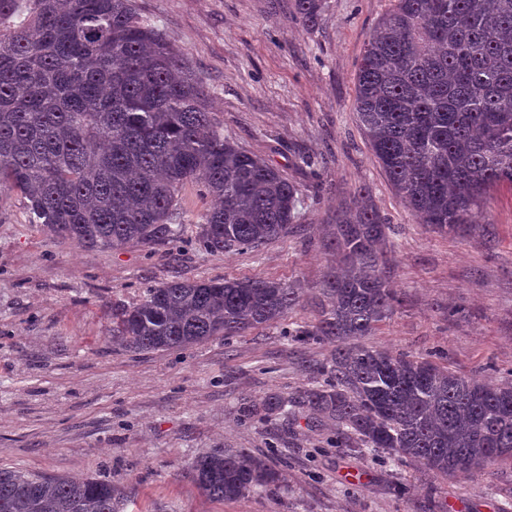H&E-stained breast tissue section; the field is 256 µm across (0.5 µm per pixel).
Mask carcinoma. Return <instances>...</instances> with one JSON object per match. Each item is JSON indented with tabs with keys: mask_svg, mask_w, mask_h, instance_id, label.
<instances>
[{
	"mask_svg": "<svg viewBox=\"0 0 512 512\" xmlns=\"http://www.w3.org/2000/svg\"><path fill=\"white\" fill-rule=\"evenodd\" d=\"M312 22L322 0H297ZM186 58L136 0H0V191L31 223L80 248L172 242L177 192L215 199L198 244L257 248L288 234L296 186L224 138ZM355 112L377 162L422 224L455 233L512 186V0H396L361 57ZM336 265L318 321L288 332L330 341L322 383L284 401L336 423V447L383 451L441 476L512 463V386L462 376L362 339L395 311L386 223L366 200L336 213ZM297 289L222 278L145 290L112 312L111 340L169 351L243 336L288 317ZM247 405L242 416L260 411ZM193 476L224 501L269 489L279 472L246 450L198 458ZM0 512H120L112 481L0 468Z\"/></svg>",
	"mask_w": 512,
	"mask_h": 512,
	"instance_id": "carcinoma-1",
	"label": "carcinoma"
}]
</instances>
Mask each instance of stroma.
I'll list each match as a JSON object with an SVG mask.
<instances>
[{
    "mask_svg": "<svg viewBox=\"0 0 512 512\" xmlns=\"http://www.w3.org/2000/svg\"><path fill=\"white\" fill-rule=\"evenodd\" d=\"M395 0H323L313 23L296 0H137L203 81L226 138L298 189L287 235L256 250L201 249L211 200L184 186L177 243L78 248L30 224L26 201L0 193V468L101 476L123 512H512V465L445 477L368 449L340 448L336 426L302 407L241 420V403L294 397L335 350L288 328L315 323L334 261L336 213L358 190L384 215L400 304L367 344L442 360L512 384V186L487 195L470 231L435 232L401 203L354 110L365 44ZM265 278L298 289L286 323L169 351L112 344V311L174 281ZM248 449L277 488L233 501L192 477L201 456Z\"/></svg>",
    "mask_w": 512,
    "mask_h": 512,
    "instance_id": "stroma-1",
    "label": "stroma"
}]
</instances>
